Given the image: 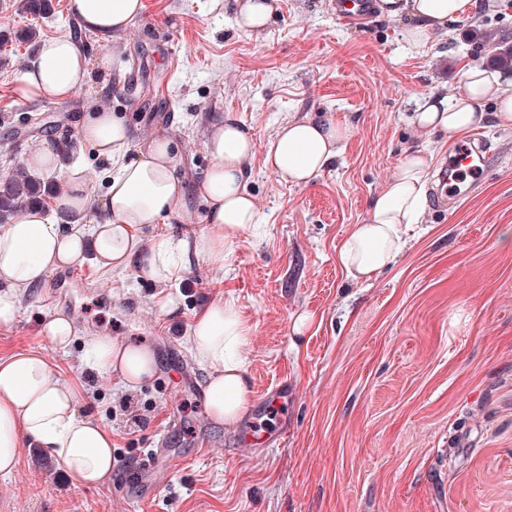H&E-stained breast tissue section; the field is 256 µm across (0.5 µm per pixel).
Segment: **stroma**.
Returning a JSON list of instances; mask_svg holds the SVG:
<instances>
[{
  "label": "stroma",
  "instance_id": "35a3bbf8",
  "mask_svg": "<svg viewBox=\"0 0 512 512\" xmlns=\"http://www.w3.org/2000/svg\"><path fill=\"white\" fill-rule=\"evenodd\" d=\"M19 2L0 0V115L18 131L0 149V177L35 142L64 136L103 197L112 169L77 130L87 112L108 109L132 130L130 155L169 141L186 196L153 234L176 239L205 226L195 186L219 114L234 113L260 146L281 125L322 114L351 131L335 164L305 186L279 182L256 154L246 186L259 226L223 265L193 259L168 284L182 297L176 320L134 267L87 262L22 296L15 322L0 327V360L41 354L78 392L79 413L112 432L114 481L161 445L175 462L141 499L130 478L123 492L114 481L88 487L45 449L25 447L0 475V512H512V128L479 129L496 151L493 173L452 209L427 205L392 267L355 280L337 259L406 151L433 153L431 192L444 193L439 172L455 140L417 129L411 115L428 95H460L468 66L489 67L494 47L512 46V0H480L422 46L402 35L407 15L382 11L349 29L332 0H273L259 30L240 29L214 0H144L143 15L107 42L80 26L70 0H48L36 15ZM28 28L35 40H15ZM55 36L82 46L87 82L64 101L18 98L13 74ZM218 300L251 326L242 356L253 401L283 380L299 388L280 409L282 444L240 446L243 423H216L180 380L187 368L207 382L187 333ZM58 310L77 328L65 349L40 333ZM303 315L312 321L299 334ZM97 336L149 347L153 378L130 392L96 371Z\"/></svg>",
  "mask_w": 512,
  "mask_h": 512
}]
</instances>
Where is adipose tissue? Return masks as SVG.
<instances>
[{"mask_svg":"<svg viewBox=\"0 0 512 512\" xmlns=\"http://www.w3.org/2000/svg\"><path fill=\"white\" fill-rule=\"evenodd\" d=\"M391 13H405L410 24L407 40L423 45L433 33L447 31L451 22L476 12L479 0H382ZM80 25L101 37L127 29L144 9V0H71ZM88 77L83 49L70 37L43 40L28 66L13 76L17 94L26 99L66 100ZM494 101L486 112L485 101ZM512 127V81L481 67L469 68L466 90L448 100L431 95L412 116L413 124L428 132L450 136L478 129L488 120ZM349 130L335 119L321 116L281 126L265 148L232 113H224L210 128L204 147L212 163L196 192L206 204V227L198 235L159 246L147 245L144 229L163 223L180 208L185 185L167 139L155 140L134 160H127L130 129L123 116L99 109L85 116L79 128L81 143L96 157L116 163L102 201H95L87 169L61 164L57 143L41 141L24 156L34 174L63 170L67 192L59 212L69 220H51L29 208L9 224L0 225V325H11L22 295L39 286L47 274L93 257L106 270L138 267L151 283L164 284L183 271L184 258L196 255L209 263H224L226 249L258 222L253 197L245 181L256 153L284 183L305 185L328 169L337 145ZM430 154H404L385 187L368 203L362 224L345 238L338 260L347 275L369 280L389 268L402 250L411 226L428 202ZM104 218L85 232L79 218L93 205ZM249 324L233 302L216 301L197 314L190 328L193 353L208 371L209 413L216 422L231 425L246 413L249 382L241 350ZM95 357L103 372L116 375L127 388L139 387L154 373V354L146 347L121 345L105 336L94 341ZM77 392L50 371L34 352L0 360V474L17 466L25 442L50 451L61 467L79 483L102 485L112 478V433L101 422L79 416Z\"/></svg>","mask_w":512,"mask_h":512,"instance_id":"1","label":"adipose tissue"}]
</instances>
